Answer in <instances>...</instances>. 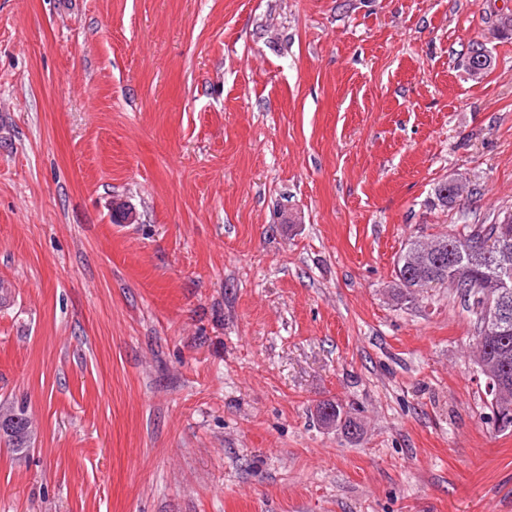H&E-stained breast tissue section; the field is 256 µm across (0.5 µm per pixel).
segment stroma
I'll return each instance as SVG.
<instances>
[{"mask_svg": "<svg viewBox=\"0 0 512 512\" xmlns=\"http://www.w3.org/2000/svg\"><path fill=\"white\" fill-rule=\"evenodd\" d=\"M510 9L0 0V512H512L473 317L390 293L512 209ZM507 216L510 221L508 223H504ZM475 230L484 231L489 239H493L494 247L503 241H507L510 243V247L512 248V210L500 212L491 224H467L464 226V233H448L433 237L427 241H422L420 239L411 240L398 256L396 268L394 270L395 288H392L391 290L392 296L398 301L411 302L418 294H420V292H423L424 289L428 288V284L423 283H413L412 285L417 287L414 289H411L413 287L401 288L403 283H401L398 270L402 275H404L402 266L407 261V258L411 256L410 254L413 250L420 249L425 254L417 257L421 260L415 266H406V271L411 274V280L422 278L425 274H428L433 267H435V261L429 257V255L433 253V246L446 242L455 246H462V240L471 236ZM426 250L429 251L425 252ZM316 413L322 424L340 428L349 438H358L362 434L361 425L351 416V412L338 402L320 403ZM31 433L32 422L23 406L0 409V436H7L16 450L28 447Z\"/></svg>", "mask_w": 512, "mask_h": 512, "instance_id": "1", "label": "stroma"}]
</instances>
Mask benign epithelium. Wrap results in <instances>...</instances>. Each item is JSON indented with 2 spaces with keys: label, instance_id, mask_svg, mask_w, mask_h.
<instances>
[{
  "label": "benign epithelium",
  "instance_id": "benign-epithelium-1",
  "mask_svg": "<svg viewBox=\"0 0 512 512\" xmlns=\"http://www.w3.org/2000/svg\"><path fill=\"white\" fill-rule=\"evenodd\" d=\"M448 254V273L455 280L465 281L470 275V266L459 260V255L466 254L470 261H487L495 265L501 271V277L494 284V287L502 289L499 297L494 302H490L486 307L487 319L497 320L505 318L509 314L507 301V288L512 286V280L508 278L512 271V249L505 245L497 250L489 249V242L482 235H474L467 242L465 248L448 249L441 247L439 254Z\"/></svg>",
  "mask_w": 512,
  "mask_h": 512
}]
</instances>
